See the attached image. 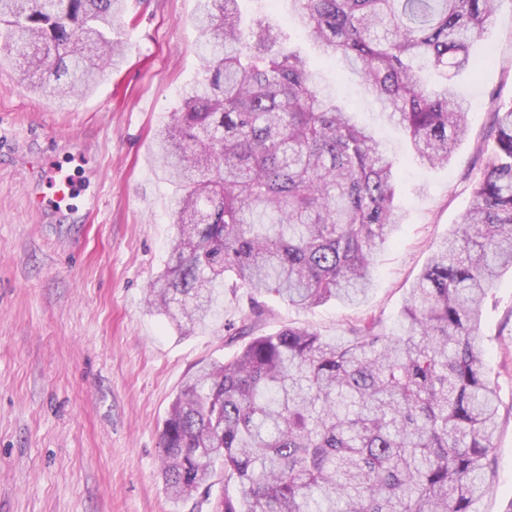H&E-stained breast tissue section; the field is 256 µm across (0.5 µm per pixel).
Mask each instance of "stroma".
I'll use <instances>...</instances> for the list:
<instances>
[{
  "label": "stroma",
  "instance_id": "stroma-1",
  "mask_svg": "<svg viewBox=\"0 0 512 512\" xmlns=\"http://www.w3.org/2000/svg\"><path fill=\"white\" fill-rule=\"evenodd\" d=\"M197 0H127L118 32L124 64L96 90L59 108L0 68V512H190L165 495L158 442L169 407L198 364L234 358L248 338L307 326L329 340L364 319L401 333L408 291L437 243L472 204L497 99L512 98V0H503L476 54L494 62L458 77L468 132L445 167L415 160L354 75L294 25L290 0H242L246 17L281 28L310 61L319 90L351 109L398 161L402 222L377 253L373 285L357 306L302 310L259 298L262 317L241 327L245 292L224 293L205 327L180 330L145 304L175 228L173 188L153 158L154 134L201 73ZM75 176L82 220L32 208L43 160ZM480 344L499 401L492 491L476 512H512V270L483 310Z\"/></svg>",
  "mask_w": 512,
  "mask_h": 512
}]
</instances>
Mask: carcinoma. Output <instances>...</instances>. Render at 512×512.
Instances as JSON below:
<instances>
[{"label":"carcinoma","instance_id":"1","mask_svg":"<svg viewBox=\"0 0 512 512\" xmlns=\"http://www.w3.org/2000/svg\"><path fill=\"white\" fill-rule=\"evenodd\" d=\"M502 0H292L296 20L356 74L416 158L446 165L466 133L456 78ZM239 0H197L202 77L154 139L175 189L176 237L147 306L207 324L227 285L298 309L363 300L400 223L381 142L322 94L307 60ZM125 0H0V66L63 108L126 46ZM428 64L442 81L426 84ZM472 207L410 288L399 335L368 318L341 341L309 327L252 338L199 365L159 439L168 497L218 512H475L491 491L496 390L478 343L485 300L512 268V99L498 103Z\"/></svg>","mask_w":512,"mask_h":512}]
</instances>
